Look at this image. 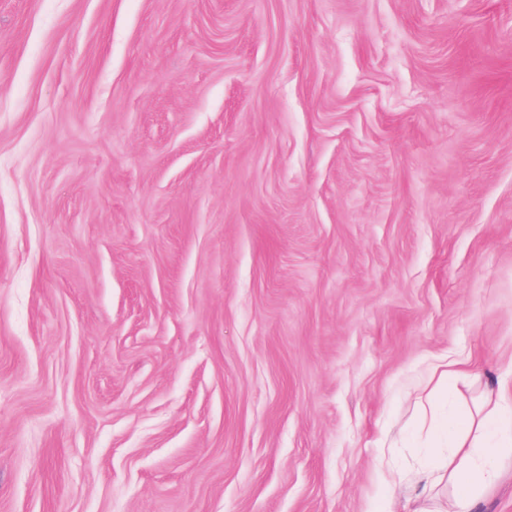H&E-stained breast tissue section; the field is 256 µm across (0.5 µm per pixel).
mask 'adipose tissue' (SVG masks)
Instances as JSON below:
<instances>
[{
    "label": "adipose tissue",
    "mask_w": 512,
    "mask_h": 512,
    "mask_svg": "<svg viewBox=\"0 0 512 512\" xmlns=\"http://www.w3.org/2000/svg\"><path fill=\"white\" fill-rule=\"evenodd\" d=\"M470 374L461 361L437 365L418 395L447 400ZM506 388V377H499L485 388L474 412L451 410L431 417L429 447L412 472L398 475L419 488L415 512H471L480 490L498 480L499 460L512 454V398Z\"/></svg>",
    "instance_id": "adipose-tissue-1"
}]
</instances>
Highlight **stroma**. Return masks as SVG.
Here are the masks:
<instances>
[{
    "label": "stroma",
    "instance_id": "obj_1",
    "mask_svg": "<svg viewBox=\"0 0 512 512\" xmlns=\"http://www.w3.org/2000/svg\"><path fill=\"white\" fill-rule=\"evenodd\" d=\"M454 357L512 366V0H0V512H411ZM471 375L468 364L461 361H448L437 365L425 387L418 391V399L425 397L428 401H448L456 391L457 383Z\"/></svg>",
    "mask_w": 512,
    "mask_h": 512
}]
</instances>
